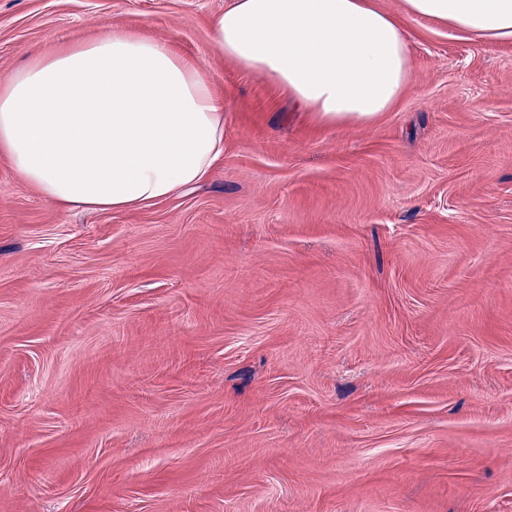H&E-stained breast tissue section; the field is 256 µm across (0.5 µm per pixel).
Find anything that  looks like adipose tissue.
Wrapping results in <instances>:
<instances>
[{
    "instance_id": "obj_1",
    "label": "adipose tissue",
    "mask_w": 512,
    "mask_h": 512,
    "mask_svg": "<svg viewBox=\"0 0 512 512\" xmlns=\"http://www.w3.org/2000/svg\"><path fill=\"white\" fill-rule=\"evenodd\" d=\"M234 0L211 41L313 125L372 124L411 82L404 20L512 40V0ZM0 155L54 206L127 211L206 181L224 159V96L162 40L115 29L48 44L0 83Z\"/></svg>"
}]
</instances>
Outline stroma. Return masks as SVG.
Returning <instances> with one entry per match:
<instances>
[{
    "label": "stroma",
    "mask_w": 512,
    "mask_h": 512,
    "mask_svg": "<svg viewBox=\"0 0 512 512\" xmlns=\"http://www.w3.org/2000/svg\"><path fill=\"white\" fill-rule=\"evenodd\" d=\"M233 0H0V82L141 31L224 162L133 211L0 156V512H512V41L406 22L412 80L314 128L211 43Z\"/></svg>",
    "instance_id": "35a3bbf8"
}]
</instances>
